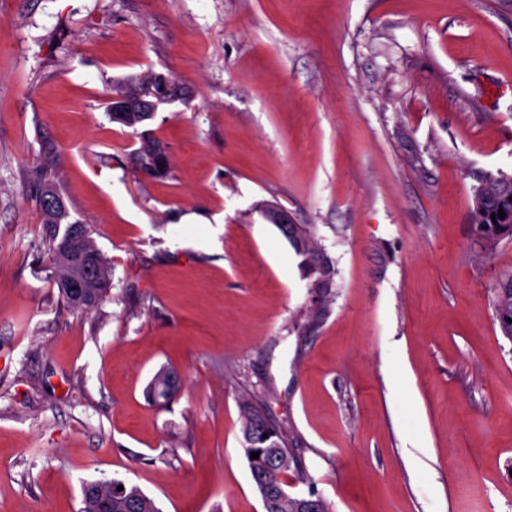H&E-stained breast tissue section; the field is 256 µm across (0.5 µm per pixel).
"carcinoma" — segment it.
Instances as JSON below:
<instances>
[{
    "mask_svg": "<svg viewBox=\"0 0 512 512\" xmlns=\"http://www.w3.org/2000/svg\"><path fill=\"white\" fill-rule=\"evenodd\" d=\"M151 82L136 80L131 82H118L112 88L111 96L130 97L136 95L145 84L158 88L157 78ZM155 150L150 152L140 150L134 153V166L140 170H149L156 165L157 155L164 157V167H169L167 146L156 139L151 140ZM41 191L39 206L43 207L45 236L42 246L51 256L52 277L60 287V294L65 304L73 309L89 310L97 306L108 294L111 288V272L106 260L93 241L90 230L85 235L72 242V250L89 254L94 257L97 268L89 274L80 268H75L60 261V243L64 238L67 225L79 223L71 219L69 209L46 210L44 200L49 194H60L56 184L50 179L48 173L41 174ZM480 183H491L498 186V195L483 205H474L472 209L474 236L485 246H494L506 236L512 237V180L486 175ZM503 211L505 217L493 220L491 215ZM288 243L295 254L300 257V268L305 277L311 279L310 287L316 289L319 301L323 302L328 296L329 288L333 285L336 274L332 259L316 242L312 230L301 224L298 228H288ZM78 278L81 280L80 291L89 294V301L77 304L73 301L75 291L68 287V280ZM494 316L499 325L502 336L512 342V270H505L499 274L495 296L493 300ZM179 388L177 373L163 367L153 376L149 389V399L158 405L168 403ZM243 412V449L248 462L252 480L260 495L267 493L269 475L266 467L269 459L265 455L257 459L251 458V453L259 448H270L274 455L284 462L295 463V459L288 451V443L277 428L266 417L261 404L245 401L242 404ZM123 490H117L118 486ZM82 512H159L154 501L135 486H128L121 480H98L85 484L83 489ZM274 512H328L324 500L316 493L309 494V499L303 503L285 501Z\"/></svg>",
    "mask_w": 512,
    "mask_h": 512,
    "instance_id": "obj_1",
    "label": "carcinoma"
}]
</instances>
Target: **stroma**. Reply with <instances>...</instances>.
I'll list each match as a JSON object with an SVG mask.
<instances>
[{"mask_svg":"<svg viewBox=\"0 0 512 512\" xmlns=\"http://www.w3.org/2000/svg\"><path fill=\"white\" fill-rule=\"evenodd\" d=\"M150 70L187 102L112 122ZM144 136L167 178L136 171ZM46 168L111 270L88 311L39 249ZM485 174L512 178V0H0V512H80L108 477L159 512H264L254 396L329 512H512ZM267 201L334 261L321 317ZM150 140H151L152 145L155 147V150L153 151V153L150 151H147V150H140V151L136 150L134 153V156H133L134 166L140 170H146L147 173L150 174L149 169L153 168L157 162L156 154H158V153L162 154L164 157L165 173L160 177H156V176H153L150 174V177L163 178L167 175L168 170H169V158H168L167 146L159 140H156V139H150ZM179 388V378L177 373L170 368L163 367L153 376L149 389V399L158 405L168 403Z\"/></svg>","mask_w":512,"mask_h":512,"instance_id":"obj_1","label":"stroma"}]
</instances>
